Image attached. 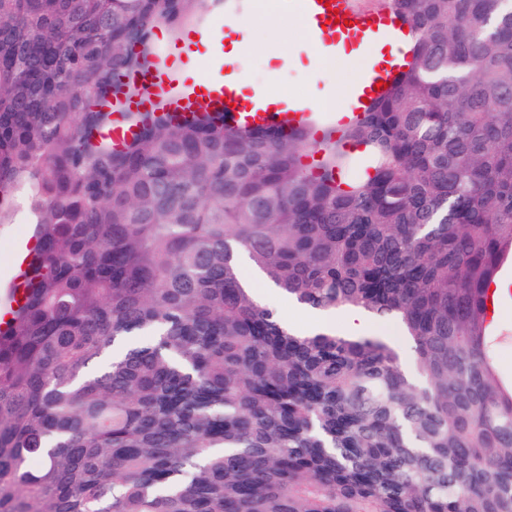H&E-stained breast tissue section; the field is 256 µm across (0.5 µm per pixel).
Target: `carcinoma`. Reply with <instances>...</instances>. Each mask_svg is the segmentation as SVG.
I'll return each instance as SVG.
<instances>
[{
    "instance_id": "obj_1",
    "label": "carcinoma",
    "mask_w": 512,
    "mask_h": 512,
    "mask_svg": "<svg viewBox=\"0 0 512 512\" xmlns=\"http://www.w3.org/2000/svg\"><path fill=\"white\" fill-rule=\"evenodd\" d=\"M203 0H0V512H512L486 294L512 261V0H388L413 45L356 119L231 128L99 107ZM119 23L112 35V22ZM289 299L393 319L305 334ZM34 227L26 202L19 199L9 223L0 224V293L11 282L19 253L31 238ZM243 272L245 278L252 282L254 294L265 298L267 303L258 301L261 305L274 310L283 321L301 332L309 333L308 331L314 330L315 325L305 309L289 303L278 291H272L262 278L252 277L249 268L243 267ZM330 313L334 315L332 317L331 328H335L336 331L342 333L346 331L348 334H360L365 330L367 315L366 312L361 308H348L342 310V312L340 309H336L331 310ZM340 314L345 323V331L340 320ZM369 321L370 322L367 329L365 330V334H379L392 339L401 347L403 356L409 360V367H411L412 351L410 349V345L405 341H402L395 323L392 320L378 318H372L369 319Z\"/></svg>"
}]
</instances>
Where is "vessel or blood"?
Returning <instances> with one entry per match:
<instances>
[{"label":"vessel or blood","mask_w":512,"mask_h":512,"mask_svg":"<svg viewBox=\"0 0 512 512\" xmlns=\"http://www.w3.org/2000/svg\"><path fill=\"white\" fill-rule=\"evenodd\" d=\"M281 8L302 17L313 36L328 48L344 41L358 48L371 38L383 36L392 40L404 37V24L387 5L358 12L355 0H279ZM337 9L338 19L329 22L330 9ZM155 41L160 60L155 67L131 75V82L139 84L138 97L115 98L112 102V125L107 134L114 147L130 141L136 126L129 123L131 113L163 112L182 120L199 110L220 112L229 126L277 124L283 121L302 124L312 110L309 101L300 98H273L267 95L246 100L238 91L236 77L222 71L224 43L222 31L203 26L185 28L178 39H167L156 34ZM396 74L395 68L375 69L353 95L348 110L350 116L360 115L367 100L377 97L378 82H388Z\"/></svg>","instance_id":"b4317fda"}]
</instances>
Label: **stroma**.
Returning a JSON list of instances; mask_svg holds the SVG:
<instances>
[{
	"label": "stroma",
	"instance_id": "1",
	"mask_svg": "<svg viewBox=\"0 0 512 512\" xmlns=\"http://www.w3.org/2000/svg\"><path fill=\"white\" fill-rule=\"evenodd\" d=\"M260 0H230L232 18L247 20L246 28L225 27V43L239 42L249 50L231 68L243 72L248 88H261L286 97H302L316 101L335 94L337 78L358 80L360 67L340 62L329 72L314 50L313 38L298 23L287 29H273L255 23ZM34 219L25 201H18L9 223L0 224V292L9 285L15 273L18 256L34 231ZM255 295L264 297L268 308L301 332L315 325L305 309L289 303L273 291L263 279L252 281Z\"/></svg>",
	"mask_w": 512,
	"mask_h": 512
}]
</instances>
